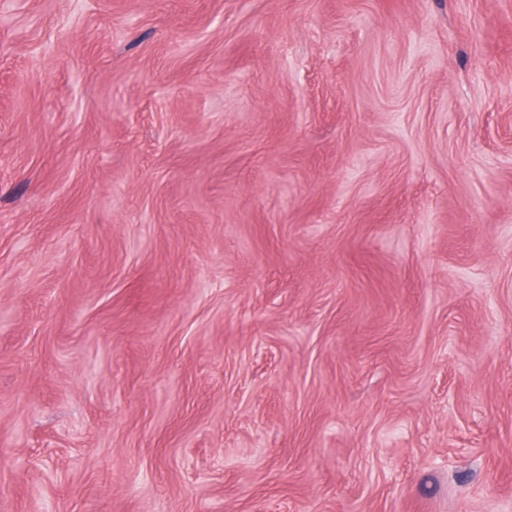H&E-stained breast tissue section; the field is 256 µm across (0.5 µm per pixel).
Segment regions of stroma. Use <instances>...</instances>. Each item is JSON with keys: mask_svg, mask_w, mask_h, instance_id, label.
<instances>
[{"mask_svg": "<svg viewBox=\"0 0 512 512\" xmlns=\"http://www.w3.org/2000/svg\"><path fill=\"white\" fill-rule=\"evenodd\" d=\"M0 512H512V0H0Z\"/></svg>", "mask_w": 512, "mask_h": 512, "instance_id": "obj_1", "label": "stroma"}]
</instances>
